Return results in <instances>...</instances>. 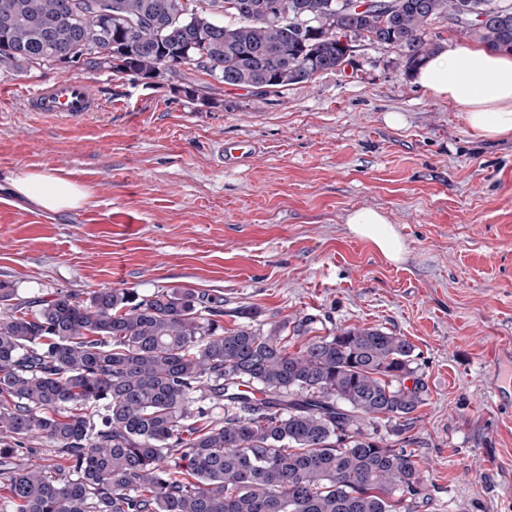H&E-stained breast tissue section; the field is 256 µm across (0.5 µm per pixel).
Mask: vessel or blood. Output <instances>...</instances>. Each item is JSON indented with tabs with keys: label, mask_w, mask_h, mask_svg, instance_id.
<instances>
[{
	"label": "vessel or blood",
	"mask_w": 512,
	"mask_h": 512,
	"mask_svg": "<svg viewBox=\"0 0 512 512\" xmlns=\"http://www.w3.org/2000/svg\"><path fill=\"white\" fill-rule=\"evenodd\" d=\"M102 102V97L92 85L73 77H62L48 86L27 91L23 98L25 111L78 120L96 115ZM255 154V148L246 140L224 144L221 150L223 164L231 166L249 164Z\"/></svg>",
	"instance_id": "b4317fda"
}]
</instances>
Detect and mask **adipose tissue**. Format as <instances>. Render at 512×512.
<instances>
[{
    "instance_id": "obj_1",
    "label": "adipose tissue",
    "mask_w": 512,
    "mask_h": 512,
    "mask_svg": "<svg viewBox=\"0 0 512 512\" xmlns=\"http://www.w3.org/2000/svg\"><path fill=\"white\" fill-rule=\"evenodd\" d=\"M413 76L417 85L462 110L471 136L485 140L512 136L511 54L482 45L451 48L426 58ZM15 190L51 211L89 200L82 187L50 173L30 174L16 182ZM345 222L352 235L371 242L387 260L402 259L404 243L382 211L359 208L349 212Z\"/></svg>"
}]
</instances>
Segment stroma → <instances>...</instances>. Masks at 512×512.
Listing matches in <instances>:
<instances>
[{
	"label": "stroma",
	"mask_w": 512,
	"mask_h": 512,
	"mask_svg": "<svg viewBox=\"0 0 512 512\" xmlns=\"http://www.w3.org/2000/svg\"><path fill=\"white\" fill-rule=\"evenodd\" d=\"M353 47L344 70L262 94L190 65L150 89L106 70L0 68V281L23 300L188 286L223 297L225 328L286 326L292 352L306 317L320 336H405L426 396L387 442L415 455L419 512H512V404L495 403L487 366L512 345V139L471 138L400 49ZM67 75L109 109L86 122L23 111L25 91ZM240 139L254 160L223 167L221 143ZM37 172L85 188L88 205L51 212L16 194ZM364 207L388 216L401 262L348 232Z\"/></svg>",
	"instance_id": "stroma-1"
}]
</instances>
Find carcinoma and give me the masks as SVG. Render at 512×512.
<instances>
[{
    "mask_svg": "<svg viewBox=\"0 0 512 512\" xmlns=\"http://www.w3.org/2000/svg\"><path fill=\"white\" fill-rule=\"evenodd\" d=\"M280 1L287 19L272 12ZM373 5L387 9L0 0V67L71 56L125 79L188 64L266 92L341 69L357 39L400 48L411 72L438 50L428 27L448 16L512 52V0ZM222 316L224 298L193 288L21 300L0 281V512H417L414 454L380 434L406 433L425 401L407 338L344 328L289 352L283 327L226 330Z\"/></svg>",
    "mask_w": 512,
    "mask_h": 512,
    "instance_id": "1",
    "label": "carcinoma"
}]
</instances>
